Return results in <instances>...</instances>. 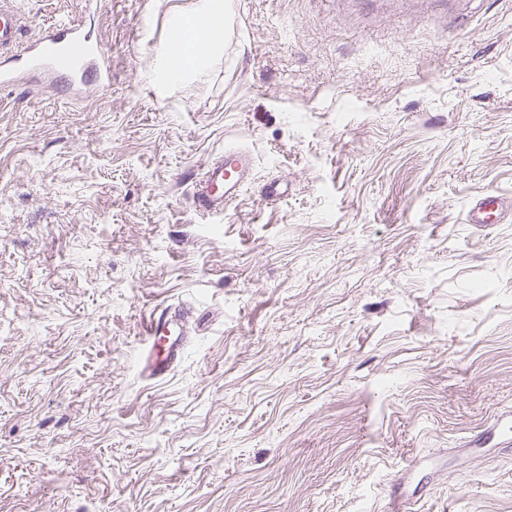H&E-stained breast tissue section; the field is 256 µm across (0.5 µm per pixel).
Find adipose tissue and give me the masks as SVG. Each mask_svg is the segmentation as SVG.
<instances>
[{
    "label": "adipose tissue",
    "mask_w": 512,
    "mask_h": 512,
    "mask_svg": "<svg viewBox=\"0 0 512 512\" xmlns=\"http://www.w3.org/2000/svg\"><path fill=\"white\" fill-rule=\"evenodd\" d=\"M195 12L209 18L206 30L183 36V19L175 17L172 33L157 63L148 72L153 87L164 91L182 85L207 67L224 48V0H198Z\"/></svg>",
    "instance_id": "adipose-tissue-1"
}]
</instances>
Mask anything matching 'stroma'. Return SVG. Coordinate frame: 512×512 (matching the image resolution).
I'll return each mask as SVG.
<instances>
[{
	"label": "stroma",
	"instance_id": "35a3bbf8",
	"mask_svg": "<svg viewBox=\"0 0 512 512\" xmlns=\"http://www.w3.org/2000/svg\"><path fill=\"white\" fill-rule=\"evenodd\" d=\"M195 2H13L112 78L0 88V512H512V217L463 220L512 200V0H224L222 57L158 92ZM230 145L251 183L201 214ZM251 151L240 146L225 147L224 154L212 159L193 186L192 201L197 209L224 211L239 198L254 172ZM503 205L504 200L500 196L485 192L471 202L465 220L468 224H492L496 220L499 222ZM192 307L187 305H164L147 320L144 341L151 353V360L144 369L153 380L164 378L178 360L183 346L184 328L191 315Z\"/></svg>",
	"mask_w": 512,
	"mask_h": 512
}]
</instances>
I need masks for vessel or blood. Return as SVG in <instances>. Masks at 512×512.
<instances>
[{
  "instance_id": "obj_1",
  "label": "vessel or blood",
  "mask_w": 512,
  "mask_h": 512,
  "mask_svg": "<svg viewBox=\"0 0 512 512\" xmlns=\"http://www.w3.org/2000/svg\"><path fill=\"white\" fill-rule=\"evenodd\" d=\"M0 0V86L15 85L23 72L9 67L8 61L25 57L26 71H63L70 87L95 86L104 91L110 85L112 59L102 44L90 43L83 30L69 22L46 28L36 42L21 44L22 21L10 5ZM255 162L251 151L240 146L226 147L212 159L195 183L192 201L197 209L221 211L239 198L248 186ZM503 199L493 193L481 194L466 213L470 224H489L501 217ZM193 313L192 307L168 304L148 319L143 336L151 353L146 365L151 379L164 378L178 360L183 346L181 336Z\"/></svg>"
}]
</instances>
